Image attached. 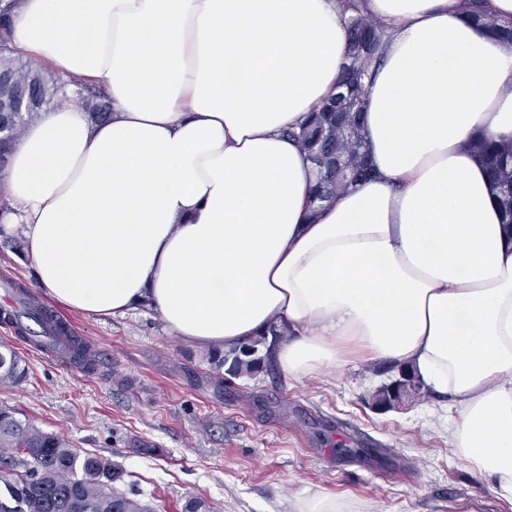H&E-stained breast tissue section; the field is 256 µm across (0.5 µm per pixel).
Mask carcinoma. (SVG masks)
<instances>
[{"instance_id":"obj_1","label":"carcinoma","mask_w":512,"mask_h":512,"mask_svg":"<svg viewBox=\"0 0 512 512\" xmlns=\"http://www.w3.org/2000/svg\"><path fill=\"white\" fill-rule=\"evenodd\" d=\"M469 20L488 35L512 43V20H499L486 14L483 0H470ZM23 0H0V172L8 167L9 157L22 130L51 108L73 105L99 121L110 112L107 95L86 84L78 76L64 79L33 67L13 54L12 22ZM349 50L343 67L344 91L328 98L301 130L289 132L298 141L317 173L313 199L329 202L353 186L343 173L367 167L366 132L360 115L364 106L362 78L380 58L383 24L362 15L347 20ZM474 149L483 156L494 189L512 225V143L486 137L474 141ZM64 349L82 358L85 365L94 359L85 342L60 329ZM288 335V326L273 325L267 333L248 343L212 356L215 369L227 368V374L240 376L271 365L278 341ZM26 377L25 366L8 342L0 343V384L17 385ZM421 393L415 376L394 395L387 385L372 395V404H392L416 400ZM0 448L18 456L25 467L0 470V512H147L139 501L112 489L122 480L124 471L101 457L80 454L68 442L45 433L0 409Z\"/></svg>"}]
</instances>
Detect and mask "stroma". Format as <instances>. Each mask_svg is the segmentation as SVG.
Listing matches in <instances>:
<instances>
[{
	"label": "stroma",
	"mask_w": 512,
	"mask_h": 512,
	"mask_svg": "<svg viewBox=\"0 0 512 512\" xmlns=\"http://www.w3.org/2000/svg\"><path fill=\"white\" fill-rule=\"evenodd\" d=\"M4 277L31 284L21 234L0 236ZM53 310L101 351L98 371L26 350L0 321V341L28 368L22 384L0 385V407L119 463V489L149 512H184L192 498L211 512H297L298 499L317 494L338 512H512L449 444L445 401L372 405L390 362L353 356L336 375L304 381L275 365L225 376L219 391L207 350L182 343L149 308L107 318Z\"/></svg>",
	"instance_id": "obj_1"
}]
</instances>
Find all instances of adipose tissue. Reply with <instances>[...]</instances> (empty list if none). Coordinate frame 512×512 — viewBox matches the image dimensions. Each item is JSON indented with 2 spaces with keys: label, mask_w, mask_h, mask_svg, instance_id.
<instances>
[{
  "label": "adipose tissue",
  "mask_w": 512,
  "mask_h": 512,
  "mask_svg": "<svg viewBox=\"0 0 512 512\" xmlns=\"http://www.w3.org/2000/svg\"><path fill=\"white\" fill-rule=\"evenodd\" d=\"M359 2L385 26L372 174L316 210L286 131L336 92L348 0H25L16 52L102 84L112 113L25 132L0 233H23L36 288L94 317L147 307L213 351L284 322L296 379L353 353L407 365L512 499V226L471 148L512 139V45L468 0Z\"/></svg>",
  "instance_id": "ef3b65f1"
}]
</instances>
